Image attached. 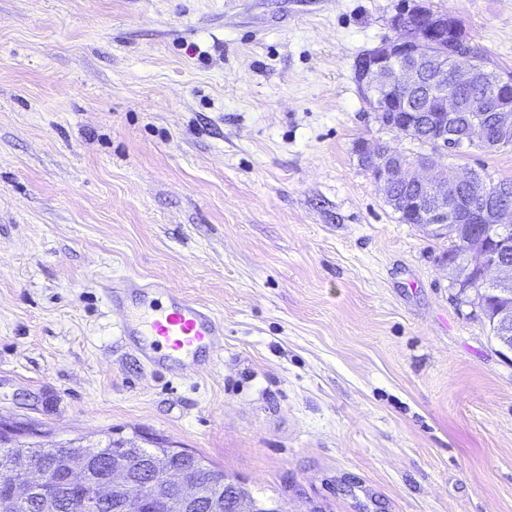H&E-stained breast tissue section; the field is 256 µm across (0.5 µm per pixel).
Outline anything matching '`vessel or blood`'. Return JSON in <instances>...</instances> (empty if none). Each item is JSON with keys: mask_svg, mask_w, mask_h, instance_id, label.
<instances>
[{"mask_svg": "<svg viewBox=\"0 0 512 512\" xmlns=\"http://www.w3.org/2000/svg\"><path fill=\"white\" fill-rule=\"evenodd\" d=\"M103 292L120 314L132 350L152 367L179 374L198 365L201 356L217 358L224 348L223 320L166 283L110 279Z\"/></svg>", "mask_w": 512, "mask_h": 512, "instance_id": "b4317fda", "label": "vessel or blood"}]
</instances>
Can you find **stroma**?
<instances>
[{
  "label": "stroma",
  "instance_id": "35a3bbf8",
  "mask_svg": "<svg viewBox=\"0 0 512 512\" xmlns=\"http://www.w3.org/2000/svg\"><path fill=\"white\" fill-rule=\"evenodd\" d=\"M399 0H0V421L159 437L281 512H512V353L355 146ZM512 69V0H425ZM442 164L512 179V148ZM224 322L174 378L101 284Z\"/></svg>",
  "mask_w": 512,
  "mask_h": 512
}]
</instances>
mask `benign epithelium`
<instances>
[{
  "mask_svg": "<svg viewBox=\"0 0 512 512\" xmlns=\"http://www.w3.org/2000/svg\"><path fill=\"white\" fill-rule=\"evenodd\" d=\"M390 25L399 36L362 54L355 68L367 106L381 127L402 136L413 133L417 122L407 106V95L415 94L425 113L431 145L446 150L460 142L486 149L512 145V81L477 65V50L460 19L432 9L422 0H404ZM478 82L491 84L489 97L475 104V109L484 107L486 112L471 119L458 134L452 131L461 108L456 89ZM358 149L373 159L371 175L392 205L410 209L418 223L436 228L447 223L448 211L458 209L456 186L460 185L468 196L463 214L452 225L454 234L468 236L466 224H495L503 232L512 226L508 188L493 192L491 183L479 172L443 171L426 177L423 172L432 167L426 154L409 161L385 151L383 143L376 140H362ZM407 186L416 187L422 195L405 200L397 190ZM490 243L495 252L479 249L473 263L443 259L454 285L471 281L479 268L497 271L500 287L512 288V264L500 258L512 250V240L503 235ZM87 454L82 450L69 457L62 475L26 461L16 465L7 492L0 496V512H20L34 501L41 502L44 512H54L59 491L76 493L84 488L88 489L86 496L76 503L80 512H97L99 506L110 512H164L167 499L159 495L162 490L176 498L179 512H200L205 497L207 512H225L223 489L231 485L226 479L220 487L204 490L188 472L164 468L148 476L134 495L130 493V465L124 457H112L105 475L94 477L87 468Z\"/></svg>",
  "mask_w": 512,
  "mask_h": 512,
  "instance_id": "benign-epithelium-1",
  "label": "benign epithelium"
}]
</instances>
